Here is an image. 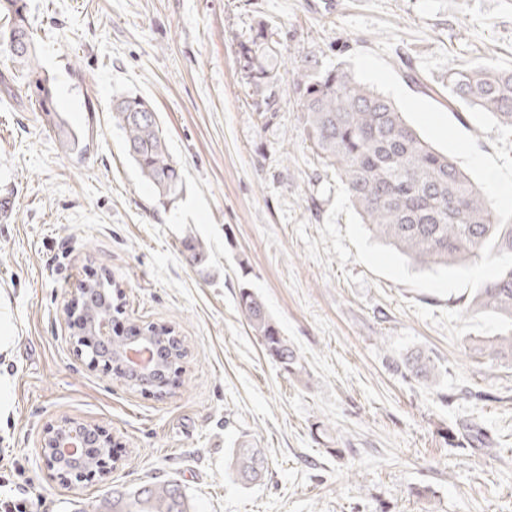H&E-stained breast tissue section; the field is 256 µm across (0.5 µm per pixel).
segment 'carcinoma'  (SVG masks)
<instances>
[{"mask_svg":"<svg viewBox=\"0 0 512 512\" xmlns=\"http://www.w3.org/2000/svg\"><path fill=\"white\" fill-rule=\"evenodd\" d=\"M0 46L16 63L33 111L53 125L61 147L74 153L80 138L61 119L53 79L38 61L26 0H0ZM263 20L239 43L237 55L245 84L252 90L254 111L271 121L280 111L282 75L279 41ZM289 89L300 112L309 146L321 164L344 186L348 201L361 222L401 254L422 266L453 268L470 260L499 258L493 277L475 288L466 305L472 315L500 319L504 330L473 352L490 360L512 361V215L499 213L491 197L464 174L452 158L435 150L407 124L403 113L383 93L358 81L346 68L328 65L317 55L291 61ZM448 110L457 114L478 110L501 128L512 131V72L487 60L448 69ZM112 119L122 130L124 147L141 177L158 197L173 202L184 191L183 175L173 162L157 114L146 99L131 93L112 100ZM189 261L203 264L207 249L190 238ZM86 315L110 319L119 312L117 285L107 276L90 281ZM239 306L268 355L288 374L305 371L296 351L282 336L262 300L250 289L239 293ZM128 338L112 337L108 351L84 348L85 353L112 359ZM187 351L174 333L159 349L152 377L132 370L126 379L161 392L174 382ZM402 375L432 382L438 367L419 355L396 367ZM227 469L241 483L262 480L268 470L263 449L241 442L231 450ZM97 512H190L188 498L175 480L147 482L132 488L112 487Z\"/></svg>","mask_w":512,"mask_h":512,"instance_id":"1","label":"carcinoma"}]
</instances>
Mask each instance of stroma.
Instances as JSON below:
<instances>
[{"mask_svg": "<svg viewBox=\"0 0 512 512\" xmlns=\"http://www.w3.org/2000/svg\"><path fill=\"white\" fill-rule=\"evenodd\" d=\"M43 70L90 144L63 152L0 51V500L89 512L113 486L177 480L191 512H512V363L471 346L501 333L466 314L472 268L421 267L361 224L306 142L288 89L265 121L251 111L237 47L263 20L288 38L282 61L318 54L384 93L422 139L475 183L512 172V134L446 106L451 64L512 71V0H27ZM418 80L409 82L406 70ZM149 99L184 192L162 204L111 117ZM471 147L463 155L458 143ZM206 246L189 263L186 237ZM123 289L118 321L173 326L188 356L166 395L89 368L69 340L89 277ZM264 302L306 372L288 376L238 305ZM420 352L441 374L403 378ZM482 391L484 399H472ZM72 417L112 435L110 476L61 484L39 457L46 426ZM474 422L491 454L449 447ZM263 448L258 484L231 477L239 441Z\"/></svg>", "mask_w": 512, "mask_h": 512, "instance_id": "obj_1", "label": "stroma"}]
</instances>
